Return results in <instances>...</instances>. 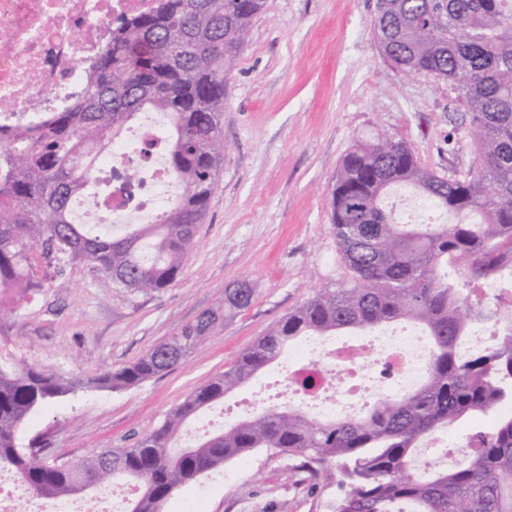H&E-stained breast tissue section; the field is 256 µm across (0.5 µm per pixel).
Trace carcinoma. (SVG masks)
Here are the masks:
<instances>
[{"mask_svg":"<svg viewBox=\"0 0 512 512\" xmlns=\"http://www.w3.org/2000/svg\"><path fill=\"white\" fill-rule=\"evenodd\" d=\"M264 0H153L112 28L81 95L63 112L0 131V341L12 313L85 263L117 290L159 293L183 272L224 161V77L248 42ZM373 37L381 55L409 75L448 82L470 117L475 168L444 178L422 167L407 143L386 133L355 145L330 190L331 227L346 279L314 291L190 395L158 428L77 462L42 454L19 431L42 405L79 389L136 386L181 363L216 329L247 309L246 279L224 289V304L136 361L76 381L22 358L0 359V470L45 500L93 497L103 485L132 489L126 512H160L180 485L258 448L301 459L310 477L336 462L345 480L334 512H512V416L476 429L467 460L450 469L416 467L413 450L460 420H480L512 402V0H377ZM142 112L167 115L168 134L133 150L139 161L163 150L181 188L157 224H76L71 201L94 179L99 151L123 137ZM413 187L452 224H400L385 199ZM478 214L474 223L469 216ZM461 268L465 285L502 283L492 305L442 271ZM397 321L431 339L427 375L399 398L377 399L359 417L317 420L302 407H266L229 428L173 450L187 419L224 399L301 336L369 330ZM497 340L467 355L468 328Z\"/></svg>","mask_w":512,"mask_h":512,"instance_id":"carcinoma-1","label":"carcinoma"}]
</instances>
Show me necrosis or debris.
Returning a JSON list of instances; mask_svg holds the SVG:
<instances>
[{
  "mask_svg": "<svg viewBox=\"0 0 512 512\" xmlns=\"http://www.w3.org/2000/svg\"><path fill=\"white\" fill-rule=\"evenodd\" d=\"M151 0H0V127L28 124L37 111L64 108L80 92L87 67L117 20ZM177 186L161 159L141 170L129 192H113V217L136 224L158 222ZM288 394L299 405L333 417L359 414L362 385L388 379V390L406 393L426 375L429 341L424 333L385 326L351 340L309 338L295 349ZM318 389L302 392L303 373Z\"/></svg>",
  "mask_w": 512,
  "mask_h": 512,
  "instance_id": "4bbe7bcc",
  "label": "necrosis or debris"
}]
</instances>
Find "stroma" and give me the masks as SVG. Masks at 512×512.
<instances>
[{
    "label": "stroma",
    "mask_w": 512,
    "mask_h": 512,
    "mask_svg": "<svg viewBox=\"0 0 512 512\" xmlns=\"http://www.w3.org/2000/svg\"><path fill=\"white\" fill-rule=\"evenodd\" d=\"M376 0H265L226 80L228 148L181 277L160 293L116 291L86 264L17 311L4 347L86 379L116 370L218 306L249 280L251 305L172 370L119 390L82 389L39 408L21 430L69 461L127 446L159 427L190 394L222 374L313 290L344 276L331 229L330 188L345 155L384 131L443 177L475 166L468 115L446 81L408 76L379 53ZM288 377L278 358L209 406L264 397ZM297 458L264 448L178 487L162 512H333L341 476L324 468L301 483Z\"/></svg>",
    "instance_id": "35a3bbf8"
}]
</instances>
